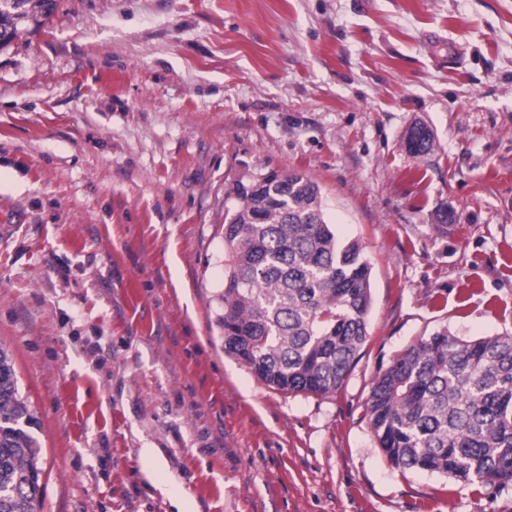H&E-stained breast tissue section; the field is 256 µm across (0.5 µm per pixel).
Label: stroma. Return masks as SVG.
<instances>
[{"label": "stroma", "mask_w": 512, "mask_h": 512, "mask_svg": "<svg viewBox=\"0 0 512 512\" xmlns=\"http://www.w3.org/2000/svg\"><path fill=\"white\" fill-rule=\"evenodd\" d=\"M57 3L0 48V347L41 512H512V484L392 466L366 418L418 338L512 334V0ZM272 170L371 268L333 394L224 351L226 216Z\"/></svg>", "instance_id": "1"}]
</instances>
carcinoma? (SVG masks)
<instances>
[{"mask_svg": "<svg viewBox=\"0 0 512 512\" xmlns=\"http://www.w3.org/2000/svg\"><path fill=\"white\" fill-rule=\"evenodd\" d=\"M57 0H0V48L44 25ZM431 132L408 151L433 152ZM224 225L230 265L220 296L224 352L272 389L326 395L342 387L367 340L371 270L357 239L325 217L315 182L296 172L241 184ZM370 428L394 466L463 483L512 482V336L419 339L373 383ZM36 418L0 350V512H38Z\"/></svg>", "mask_w": 512, "mask_h": 512, "instance_id": "obj_1", "label": "carcinoma"}]
</instances>
